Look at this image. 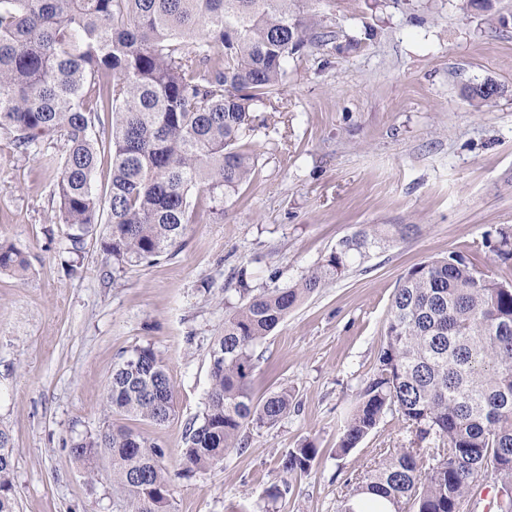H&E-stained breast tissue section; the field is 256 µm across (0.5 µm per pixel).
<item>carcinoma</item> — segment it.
Here are the masks:
<instances>
[{
    "label": "carcinoma",
    "instance_id": "1",
    "mask_svg": "<svg viewBox=\"0 0 512 512\" xmlns=\"http://www.w3.org/2000/svg\"><path fill=\"white\" fill-rule=\"evenodd\" d=\"M336 32L310 0H0V130L28 152L54 136L68 149L58 164V223L69 252L106 224L104 251L117 265L151 262L178 248L191 223L190 194L236 193L254 169L241 141L253 112L280 91L288 60ZM469 87L473 104L497 94ZM112 116L110 126L100 114ZM112 157L102 194L92 181L99 154ZM418 231L416 224H359L323 263L295 285L243 289L209 352L210 387L200 421L189 424L182 473L204 471L242 447L250 424L273 426L293 394L283 388L256 402V348L297 306L370 252ZM486 235L502 261L512 230ZM25 255L0 245V271L21 273ZM400 414L411 447L382 458L337 506L354 512L372 494L390 512H475L478 479L499 485L491 512H512V282L498 281L461 251L413 265L395 289L377 367L344 422L338 448L349 452L383 416ZM103 412L156 425L175 412L165 362L140 346L116 363ZM75 457L111 460L116 512H172L165 449L114 422L71 446ZM318 448L306 442L282 458L283 487L307 472ZM10 436L0 430V512H14Z\"/></svg>",
    "mask_w": 512,
    "mask_h": 512
}]
</instances>
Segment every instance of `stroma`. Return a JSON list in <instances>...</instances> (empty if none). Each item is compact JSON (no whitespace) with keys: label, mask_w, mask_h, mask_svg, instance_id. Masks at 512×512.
<instances>
[{"label":"stroma","mask_w":512,"mask_h":512,"mask_svg":"<svg viewBox=\"0 0 512 512\" xmlns=\"http://www.w3.org/2000/svg\"><path fill=\"white\" fill-rule=\"evenodd\" d=\"M315 8L336 39L289 61L284 93L257 110L245 139L257 158L250 182L220 215L193 191L196 218L181 247L152 263L115 270L97 234L69 269L58 171L40 162L63 157L67 143L22 153L0 131V242L29 262L24 274L0 272V429L12 439L15 512H113L107 458L91 481L70 445L102 427L112 367L138 346L163 358L175 387L167 423H130L166 450L174 512H336L356 477L411 439L390 413L337 454L407 270L462 250L512 281V265L485 245L486 232L512 228V0H494L489 14L463 13L460 0ZM488 79L503 95L474 106L469 87ZM360 224L420 230L306 297L258 346L253 396L290 390L288 415L247 429L246 447L209 470L178 476L185 429L205 409L209 347L227 306L242 301L240 281L288 287ZM305 440L318 450L310 470L269 497L282 456Z\"/></svg>","instance_id":"1"}]
</instances>
